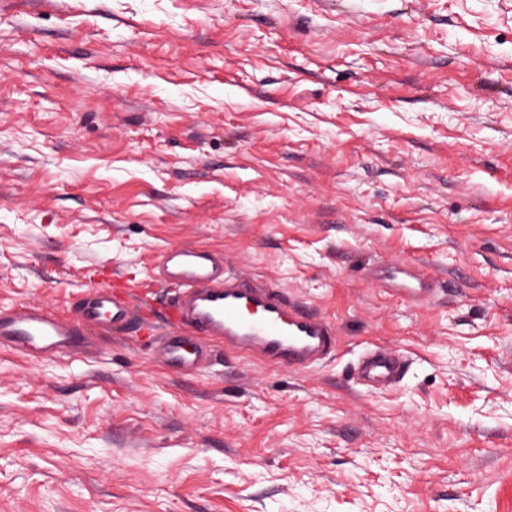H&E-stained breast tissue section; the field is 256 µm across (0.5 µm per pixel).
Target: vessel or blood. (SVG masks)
Here are the masks:
<instances>
[{
	"label": "vessel or blood",
	"instance_id": "b4317fda",
	"mask_svg": "<svg viewBox=\"0 0 512 512\" xmlns=\"http://www.w3.org/2000/svg\"><path fill=\"white\" fill-rule=\"evenodd\" d=\"M156 268L161 284L177 294L171 324L157 347L169 368L194 372L207 365L208 340L299 372L320 365L336 349L331 321L303 310L273 284L227 273L211 251L172 249L160 256ZM367 275L414 307L429 302L438 290L434 279L417 274L410 264L372 268ZM77 313L73 319L31 305L0 311V342L34 355L80 354L87 348L82 326L124 334L135 306L129 299H113L106 287L89 286ZM405 362L397 350L375 347L360 355L355 374L366 387L389 389L399 382Z\"/></svg>",
	"mask_w": 512,
	"mask_h": 512
}]
</instances>
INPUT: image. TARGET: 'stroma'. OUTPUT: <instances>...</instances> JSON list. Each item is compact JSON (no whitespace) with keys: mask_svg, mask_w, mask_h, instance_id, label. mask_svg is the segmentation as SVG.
<instances>
[{"mask_svg":"<svg viewBox=\"0 0 512 512\" xmlns=\"http://www.w3.org/2000/svg\"><path fill=\"white\" fill-rule=\"evenodd\" d=\"M185 245L338 351L0 347V512H512V0H0V309L117 273L163 309ZM405 262L429 305L362 274ZM406 359L397 350L374 347L365 350L355 365V374L362 385L372 389H390L399 382Z\"/></svg>","mask_w":512,"mask_h":512,"instance_id":"obj_1","label":"stroma"}]
</instances>
